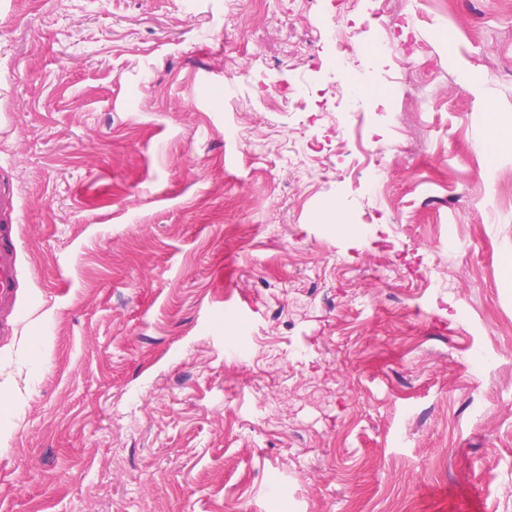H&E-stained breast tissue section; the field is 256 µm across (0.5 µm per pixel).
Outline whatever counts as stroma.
<instances>
[{"instance_id":"1","label":"stroma","mask_w":512,"mask_h":512,"mask_svg":"<svg viewBox=\"0 0 512 512\" xmlns=\"http://www.w3.org/2000/svg\"><path fill=\"white\" fill-rule=\"evenodd\" d=\"M354 2L0 0V512H512V8ZM506 145H512V114L494 113L492 137L488 150L495 154ZM358 152L360 157H355L352 160L353 167L370 169L375 182L381 183L385 176L383 151L379 148H372L360 142ZM17 251L12 242V227L0 228V309H14L17 291Z\"/></svg>"}]
</instances>
